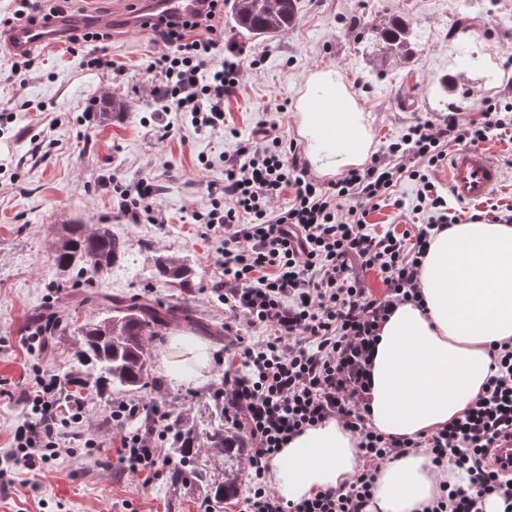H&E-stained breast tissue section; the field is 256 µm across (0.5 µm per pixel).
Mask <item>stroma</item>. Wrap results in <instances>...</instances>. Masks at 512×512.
Segmentation results:
<instances>
[{
  "instance_id": "1",
  "label": "stroma",
  "mask_w": 512,
  "mask_h": 512,
  "mask_svg": "<svg viewBox=\"0 0 512 512\" xmlns=\"http://www.w3.org/2000/svg\"><path fill=\"white\" fill-rule=\"evenodd\" d=\"M297 20L287 32L265 40L243 36L224 18V36L212 51L221 61L228 48L244 50L240 84L224 100V127L206 136L192 127L166 129L165 117L143 96L161 86L150 70L157 39L150 33L117 29L108 45L114 71L87 66L88 47L71 50L67 41L34 51L36 64L23 84H0V108L15 120L0 132V448L29 415L24 392L39 378L63 376L78 346L72 333L49 337L46 351L30 352L28 331L47 317L83 324L106 313L103 295L151 292L166 303L185 306L187 318L208 326L190 331L173 318L161 337L147 341L154 385L133 403H160L163 410L204 427L213 411L211 388L174 383L163 364L172 334H188L223 354L226 313L215 287L217 273L191 215L206 211L205 182L223 181L224 158L257 123L277 125L285 142L306 155L298 133L296 105L310 72L334 68L371 128L370 156L383 154L415 121L439 122L448 112L470 118L491 99L512 103V0H295ZM404 19L416 44L407 58L384 50L377 34L393 18ZM126 100L125 111L101 121L108 106L103 89ZM109 112V111H108ZM502 170V183L481 205L449 200L468 222L495 206L512 210V128L497 130L483 145ZM210 162L200 169L199 157ZM151 175L158 224L131 223L112 204V177L134 181ZM418 185L401 179L394 189L403 209L380 204L368 221L377 233L402 232L415 222ZM69 224H106L127 250L106 278L70 287L54 265V244ZM166 255L189 259V290L154 278L153 260ZM121 398L108 393L85 397L83 420L62 463L20 486V473L0 474V512H206L208 500L195 481L171 487L168 468L151 486L122 472L117 449L122 432L146 428L145 416L112 419Z\"/></svg>"
}]
</instances>
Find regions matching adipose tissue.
<instances>
[{
	"mask_svg": "<svg viewBox=\"0 0 512 512\" xmlns=\"http://www.w3.org/2000/svg\"><path fill=\"white\" fill-rule=\"evenodd\" d=\"M314 171L334 175L361 165L370 137L364 116L336 71L306 80L296 114ZM421 303L394 304L369 359L365 395L371 425L389 437L415 438L448 426L483 394L493 344L512 340V225L453 224L431 237L418 273ZM208 365L209 348L171 336L165 362L187 379L184 359ZM198 386L207 376L189 377ZM358 442L336 418L309 428L270 462L269 480L285 500L341 487L357 473ZM425 449L380 465L373 512H422L450 481Z\"/></svg>",
	"mask_w": 512,
	"mask_h": 512,
	"instance_id": "ef3b65f1",
	"label": "adipose tissue"
}]
</instances>
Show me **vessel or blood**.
<instances>
[{"instance_id":"1","label":"vessel or blood","mask_w":512,"mask_h":512,"mask_svg":"<svg viewBox=\"0 0 512 512\" xmlns=\"http://www.w3.org/2000/svg\"><path fill=\"white\" fill-rule=\"evenodd\" d=\"M206 0H144L142 8L134 13L115 11L102 17H89L92 26L121 28L132 32L148 30L158 19L173 21L191 20L206 12ZM75 18H63L53 24H22L14 28L8 47L16 54L32 53L37 47L54 43L71 27L77 26ZM448 188L459 202L477 204L499 186L502 174L498 164L483 149L462 147L448 159L446 169Z\"/></svg>"}]
</instances>
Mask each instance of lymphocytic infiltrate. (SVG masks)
Returning <instances> with one entry per match:
<instances>
[{
	"mask_svg": "<svg viewBox=\"0 0 512 512\" xmlns=\"http://www.w3.org/2000/svg\"><path fill=\"white\" fill-rule=\"evenodd\" d=\"M224 0L182 23L159 22L153 33L162 47L150 62L165 79L164 96H152L155 111L174 113L197 134L224 124V99L239 84L242 59L212 66L215 19ZM204 31L201 39L192 38ZM480 120L449 113L440 123L409 125L400 141L365 168L320 184L298 156L288 155L276 126L259 125L247 142L224 158L223 182H210L207 212H193L214 245L213 263L224 276L220 300L232 337L215 395L224 403V423L245 430L250 442V481L244 512H367L373 473L384 461L410 449H426L434 467L465 472L467 484H451L428 512H483L488 497L512 512V474L488 462L490 448L512 434V342L490 352L483 395L455 422L419 438H391L366 416L367 360L380 322L396 302L416 299L417 274L434 232L457 223L428 176L449 145L478 146L491 132L512 127V118L483 100ZM416 181V213L423 222L395 234H377L371 211L390 201L402 178ZM154 183L146 178L112 180V198L139 221L152 210ZM385 285L374 296L368 272ZM55 379L39 380L26 395L34 418L18 424L0 462L30 471L46 469L70 452L68 428L83 419L82 402L66 418L56 411ZM338 418L358 440L364 464L349 484L283 503L267 485L269 461L305 429ZM171 431L161 411L148 428L120 438L125 473L151 485L163 462Z\"/></svg>",
	"mask_w": 512,
	"mask_h": 512,
	"instance_id": "f902f5d3",
	"label": "lymphocytic infiltrate"
}]
</instances>
